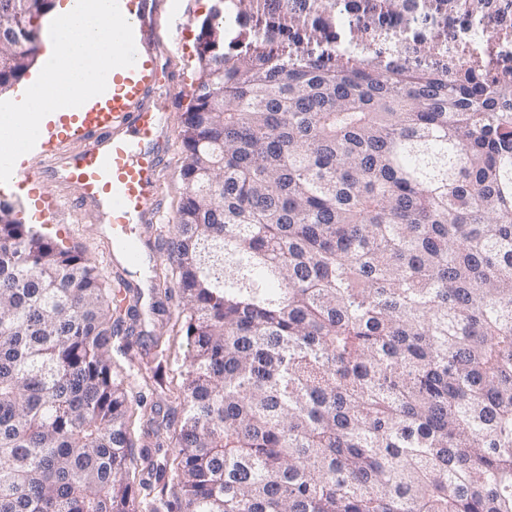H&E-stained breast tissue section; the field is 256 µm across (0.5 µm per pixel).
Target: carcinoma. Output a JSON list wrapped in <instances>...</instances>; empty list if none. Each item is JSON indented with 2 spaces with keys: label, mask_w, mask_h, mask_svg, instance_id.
<instances>
[{
  "label": "carcinoma",
  "mask_w": 512,
  "mask_h": 512,
  "mask_svg": "<svg viewBox=\"0 0 512 512\" xmlns=\"http://www.w3.org/2000/svg\"><path fill=\"white\" fill-rule=\"evenodd\" d=\"M197 54L183 398L136 424L132 307L1 200L0 512H512V0H224Z\"/></svg>",
  "instance_id": "carcinoma-1"
}]
</instances>
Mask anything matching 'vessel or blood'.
Segmentation results:
<instances>
[{"label": "vessel or blood", "instance_id": "b4317fda", "mask_svg": "<svg viewBox=\"0 0 512 512\" xmlns=\"http://www.w3.org/2000/svg\"><path fill=\"white\" fill-rule=\"evenodd\" d=\"M133 28L137 60L112 71V103L42 129L34 146L46 154V172L15 164L13 177L38 180L50 175L74 188V200L98 210L109 222L124 264L140 259L142 224L160 223L162 156L169 147L166 115L147 101L166 74L156 52L159 0H122Z\"/></svg>", "mask_w": 512, "mask_h": 512}]
</instances>
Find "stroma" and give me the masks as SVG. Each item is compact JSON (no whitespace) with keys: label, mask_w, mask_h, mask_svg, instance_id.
<instances>
[{"label":"stroma","mask_w":512,"mask_h":512,"mask_svg":"<svg viewBox=\"0 0 512 512\" xmlns=\"http://www.w3.org/2000/svg\"><path fill=\"white\" fill-rule=\"evenodd\" d=\"M213 0H171L158 15V26L163 38L158 53L166 59L171 72L179 80L178 87L162 86L155 97L158 108L166 112L172 134H180L183 114L188 107L191 93L199 74L196 35L200 21L207 14ZM183 164L181 142H174L167 157L162 177L161 191L164 202V221L146 229L151 239L149 273H166L169 283L178 277L167 259V242L177 221L184 186L180 171ZM28 194L7 193L0 189V200L15 206L23 224L50 237L64 248H78L93 260L111 287L128 283L130 298L136 299L139 320L136 336L163 337L164 346L151 349L149 356H142L134 339L115 338L112 342V368L120 372L128 386L130 399H137L146 379L156 378V395L169 406H177L182 396V386L188 367V345L180 308L169 302L164 309H157L151 288L145 287L137 272L110 263L108 255L112 240L101 229V224L85 209L69 207L60 216L33 215Z\"/></svg>","instance_id":"obj_1"}]
</instances>
